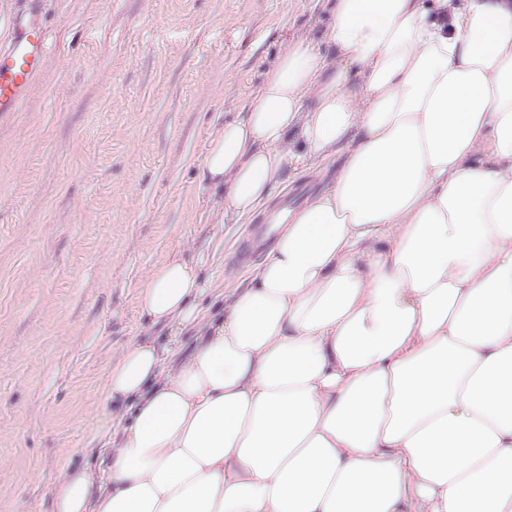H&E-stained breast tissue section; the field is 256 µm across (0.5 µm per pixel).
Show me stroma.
I'll list each match as a JSON object with an SVG mask.
<instances>
[{"instance_id": "obj_1", "label": "stroma", "mask_w": 512, "mask_h": 512, "mask_svg": "<svg viewBox=\"0 0 512 512\" xmlns=\"http://www.w3.org/2000/svg\"><path fill=\"white\" fill-rule=\"evenodd\" d=\"M329 0H44L42 74L0 115V512H51L65 471L94 462L108 368L142 337L188 355L195 331L154 324L139 292L179 254L212 290L246 285L253 225L215 217L211 136L238 118L271 58L320 39ZM326 175L289 168L279 204Z\"/></svg>"}]
</instances>
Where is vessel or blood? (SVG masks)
Here are the masks:
<instances>
[{"label": "vessel or blood", "instance_id": "obj_1", "mask_svg": "<svg viewBox=\"0 0 512 512\" xmlns=\"http://www.w3.org/2000/svg\"><path fill=\"white\" fill-rule=\"evenodd\" d=\"M44 37L35 17L18 18L0 47V114L17 111L43 69Z\"/></svg>", "mask_w": 512, "mask_h": 512}]
</instances>
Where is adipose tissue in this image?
Masks as SVG:
<instances>
[{"label":"adipose tissue","instance_id":"1","mask_svg":"<svg viewBox=\"0 0 512 512\" xmlns=\"http://www.w3.org/2000/svg\"><path fill=\"white\" fill-rule=\"evenodd\" d=\"M289 42L201 179L223 221L331 163L201 325L179 256L142 287L201 325L112 364L100 466L51 512H512V0H335Z\"/></svg>","mask_w":512,"mask_h":512}]
</instances>
